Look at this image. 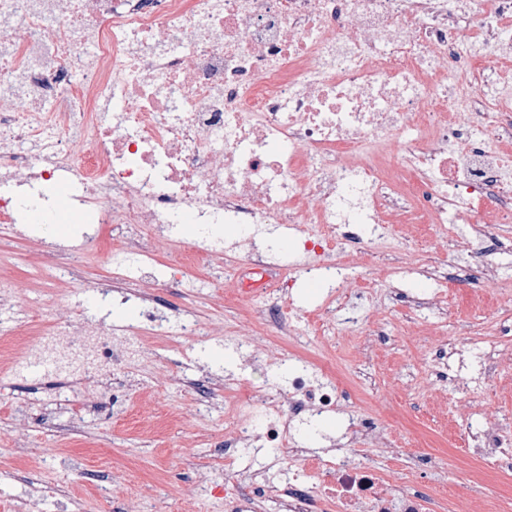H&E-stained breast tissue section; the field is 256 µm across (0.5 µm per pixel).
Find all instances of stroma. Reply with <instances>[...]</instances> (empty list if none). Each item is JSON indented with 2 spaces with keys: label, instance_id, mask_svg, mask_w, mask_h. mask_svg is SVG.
I'll use <instances>...</instances> for the list:
<instances>
[{
  "label": "stroma",
  "instance_id": "1",
  "mask_svg": "<svg viewBox=\"0 0 512 512\" xmlns=\"http://www.w3.org/2000/svg\"><path fill=\"white\" fill-rule=\"evenodd\" d=\"M77 224L70 219L64 231H47L41 240L18 225L0 223V278L11 277L20 293L34 299L52 295L60 319L79 325L88 316L108 319L110 309L99 292L111 288L119 264L128 277V304L140 307L138 269L150 266L155 270L151 295L164 301L172 318L209 323L222 346L189 340L177 351L157 341L146 352L149 374L136 371L123 379L133 392L125 409L113 410L92 376L77 386L87 408L75 417L50 399L59 377L43 373L30 387L10 373L21 342L0 334V512H24L26 495L40 498L42 512H128L132 507L138 512H239L248 483L214 497L201 488V477L223 464L224 436L243 408L254 404L256 392H263L267 404H279L293 371L313 373L321 363L337 368L340 379L361 380L352 394L355 406L374 413L392 442L388 450L361 448L363 461L386 470L398 486L425 485L440 477L445 482L439 498L443 504L458 488L469 487L472 473L455 449L460 440L458 396L436 382L432 356L437 345L452 340L461 319L470 325L472 342L463 354L465 371L476 369L480 345L512 350V324L507 321L512 313V252L471 257L475 267L497 265L491 286L473 279L448 282L444 276L458 255L438 238L436 225H394L401 252L382 257V276L367 283L368 301L358 311L361 326L356 332L340 323L325 330L333 306L331 287L300 279L298 250L280 254L297 279L291 318L302 333L290 342L298 356L282 363L259 349L254 367L245 369L240 357L221 356L222 347L236 348L240 334L251 327L249 305L238 297L245 263L228 265L223 257H211L204 273L212 288L202 296L171 277L179 251H201L195 232L183 233L176 245L151 237L146 252L126 258L104 232L75 243ZM58 263L74 268L75 279H47L46 270ZM432 277L445 296L439 323L410 318L392 299L393 289L421 288ZM208 373L215 385L203 412L195 382ZM228 375L238 378L236 390L224 389Z\"/></svg>",
  "mask_w": 512,
  "mask_h": 512
}]
</instances>
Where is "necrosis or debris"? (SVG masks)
<instances>
[{
    "label": "necrosis or debris",
    "mask_w": 512,
    "mask_h": 512,
    "mask_svg": "<svg viewBox=\"0 0 512 512\" xmlns=\"http://www.w3.org/2000/svg\"><path fill=\"white\" fill-rule=\"evenodd\" d=\"M23 40L0 39V181L78 170L99 224L162 229L193 215L204 240L238 225L306 224L314 279L335 252L359 251L391 225L473 226L480 251L511 250L512 97L487 99L488 75L512 83V0H0ZM119 101V112L104 104ZM484 126L491 142L475 139ZM503 199L490 210L489 199ZM144 336L51 322L13 363L112 381L144 368L145 335L169 318L146 303ZM334 380H288V416L239 419L228 448L286 447L289 421L337 412ZM471 456L512 470V430L479 410ZM351 443L292 458L288 476L253 487L283 512H436L431 486L401 489L361 464Z\"/></svg>",
    "instance_id": "1"
}]
</instances>
